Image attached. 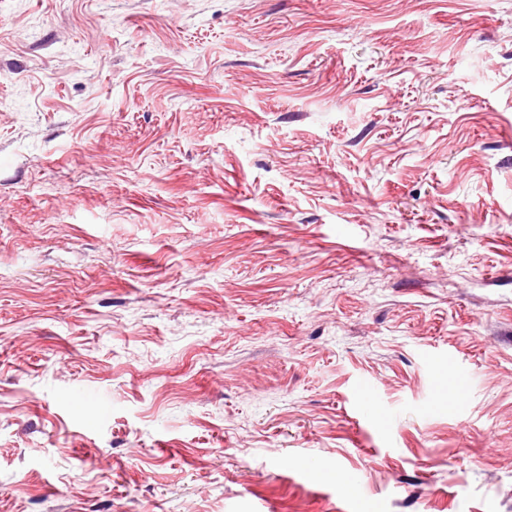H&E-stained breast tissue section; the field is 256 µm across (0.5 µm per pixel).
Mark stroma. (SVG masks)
I'll use <instances>...</instances> for the list:
<instances>
[{"instance_id":"stroma-1","label":"stroma","mask_w":512,"mask_h":512,"mask_svg":"<svg viewBox=\"0 0 512 512\" xmlns=\"http://www.w3.org/2000/svg\"><path fill=\"white\" fill-rule=\"evenodd\" d=\"M0 37V512H512V0Z\"/></svg>"}]
</instances>
